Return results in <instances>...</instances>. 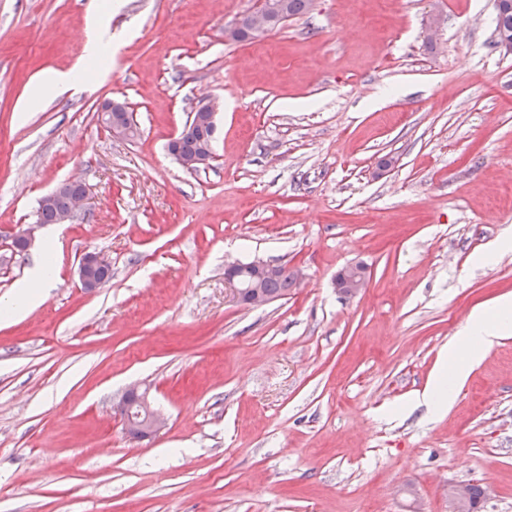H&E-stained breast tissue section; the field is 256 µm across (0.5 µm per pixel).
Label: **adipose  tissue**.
<instances>
[{
    "label": "adipose tissue",
    "mask_w": 512,
    "mask_h": 512,
    "mask_svg": "<svg viewBox=\"0 0 512 512\" xmlns=\"http://www.w3.org/2000/svg\"><path fill=\"white\" fill-rule=\"evenodd\" d=\"M53 279V268L48 263H40L16 294L0 305V316L8 320L24 317L42 299ZM511 331L512 296H503L476 307L459 335L449 341L420 398L421 405L434 414L447 411L456 390L465 383L471 368L484 358L502 336Z\"/></svg>",
    "instance_id": "obj_1"
}]
</instances>
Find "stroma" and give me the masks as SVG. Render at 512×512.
<instances>
[{"label":"stroma","mask_w":512,"mask_h":512,"mask_svg":"<svg viewBox=\"0 0 512 512\" xmlns=\"http://www.w3.org/2000/svg\"><path fill=\"white\" fill-rule=\"evenodd\" d=\"M101 2L0 0V300L54 269L0 323V512H453L462 484L484 489L478 512H512V333L443 418L408 406L471 310L512 293V251L480 260L512 235L492 0H318L241 43L224 28L257 0H121L100 66L84 32ZM57 71L89 79L58 93ZM113 100L135 138L102 124ZM210 101L214 158L191 173L166 145ZM68 180L84 212L15 251ZM88 252L111 269L91 293ZM234 260L301 276L246 308ZM351 263L367 284L347 297ZM133 386L166 420L153 440L115 409ZM54 279V270L46 262H40L33 275L26 280L13 297L0 306V318L20 319L44 296ZM366 286V269L362 264H352L336 275V288L345 296H356Z\"/></svg>","instance_id":"35a3bbf8"}]
</instances>
